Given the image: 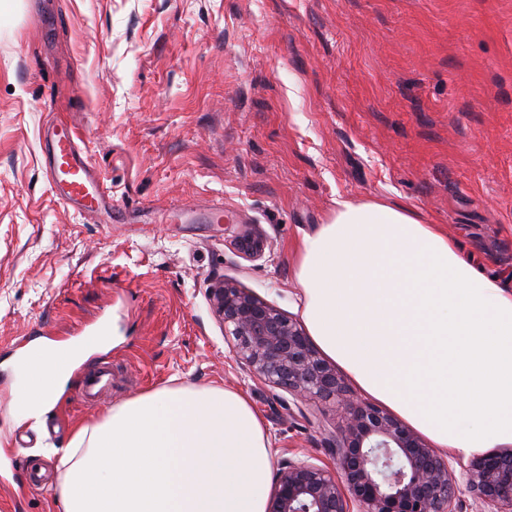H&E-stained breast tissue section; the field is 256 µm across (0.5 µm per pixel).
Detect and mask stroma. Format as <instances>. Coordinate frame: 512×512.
Listing matches in <instances>:
<instances>
[{
  "label": "stroma",
  "mask_w": 512,
  "mask_h": 512,
  "mask_svg": "<svg viewBox=\"0 0 512 512\" xmlns=\"http://www.w3.org/2000/svg\"><path fill=\"white\" fill-rule=\"evenodd\" d=\"M60 119L111 208L52 192L41 136ZM370 198L512 287V0H0V512H57L56 458L38 487L30 462L161 387L241 390L275 459L335 469L343 407L250 376L210 293L296 315L302 235ZM217 202L223 223H202ZM103 320L111 394L80 404L79 367L21 420L29 348Z\"/></svg>",
  "instance_id": "1"
}]
</instances>
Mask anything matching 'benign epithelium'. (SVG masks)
Returning <instances> with one entry per match:
<instances>
[{
  "label": "benign epithelium",
  "instance_id": "benign-epithelium-1",
  "mask_svg": "<svg viewBox=\"0 0 512 512\" xmlns=\"http://www.w3.org/2000/svg\"><path fill=\"white\" fill-rule=\"evenodd\" d=\"M246 254L262 252L263 238H237ZM224 318L232 352L254 377L299 398L345 405L336 439V470L307 459L282 462L267 512H461L463 493L512 512V449L468 460L430 447L395 414L346 397L336 368L315 349L302 323L254 293L224 284L212 295Z\"/></svg>",
  "mask_w": 512,
  "mask_h": 512
}]
</instances>
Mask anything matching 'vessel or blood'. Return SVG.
<instances>
[{"label":"vessel or blood","instance_id":"b4317fda","mask_svg":"<svg viewBox=\"0 0 512 512\" xmlns=\"http://www.w3.org/2000/svg\"><path fill=\"white\" fill-rule=\"evenodd\" d=\"M43 148L51 188L63 204L87 212L106 207V192L78 145L73 125L56 124L45 135ZM111 387L112 368L103 365L85 374L77 398L90 404Z\"/></svg>","mask_w":512,"mask_h":512}]
</instances>
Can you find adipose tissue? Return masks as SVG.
<instances>
[{
	"label": "adipose tissue",
	"instance_id": "1",
	"mask_svg": "<svg viewBox=\"0 0 512 512\" xmlns=\"http://www.w3.org/2000/svg\"><path fill=\"white\" fill-rule=\"evenodd\" d=\"M311 339L433 447H512V289L461 257L437 224L379 200L337 201L297 249ZM32 347L20 414L39 420L74 369L113 342ZM265 422L239 390L162 387L79 429L58 458L61 512H267Z\"/></svg>",
	"mask_w": 512,
	"mask_h": 512
}]
</instances>
